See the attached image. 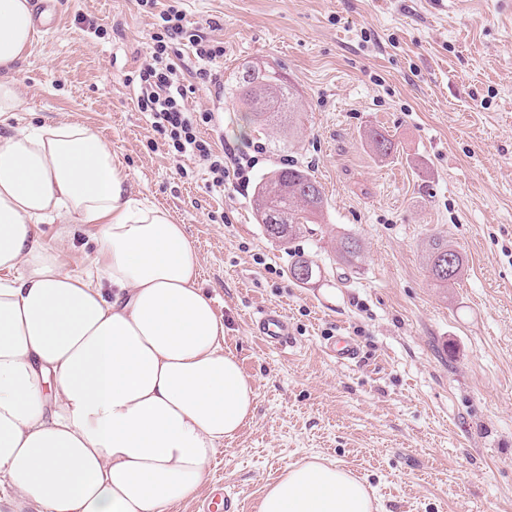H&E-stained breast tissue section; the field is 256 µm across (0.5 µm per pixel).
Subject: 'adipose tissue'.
Segmentation results:
<instances>
[{"instance_id": "obj_1", "label": "adipose tissue", "mask_w": 512, "mask_h": 512, "mask_svg": "<svg viewBox=\"0 0 512 512\" xmlns=\"http://www.w3.org/2000/svg\"><path fill=\"white\" fill-rule=\"evenodd\" d=\"M32 0H0V68L28 53ZM0 77V512H170L206 484L255 391L224 350L184 225L138 197L87 126L18 124ZM58 223L56 244L40 225ZM90 224L74 271L62 244ZM369 489L319 457L284 468L259 512H377ZM69 228L63 258L73 266H86L97 249L96 242L89 236L91 225L72 224Z\"/></svg>"}]
</instances>
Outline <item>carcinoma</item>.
<instances>
[{
  "mask_svg": "<svg viewBox=\"0 0 512 512\" xmlns=\"http://www.w3.org/2000/svg\"><path fill=\"white\" fill-rule=\"evenodd\" d=\"M231 86V105H243L249 122L258 132L296 129L301 117L299 97L281 74L258 64H244L233 73ZM369 140L372 152L380 158L395 150V143L383 132L371 131ZM252 198L257 223L285 249L305 225L321 223L327 209L320 183L309 168L298 164L284 163L272 168L254 186ZM361 252L360 240L352 235L343 236L336 250L339 263L349 269L357 267ZM304 265L311 269L307 278L296 274ZM427 265L435 285L446 288L448 282L463 274L465 259L447 240L436 237L428 244ZM290 275L295 282L307 285L320 277L321 270L314 261L296 254L290 262Z\"/></svg>",
  "mask_w": 512,
  "mask_h": 512,
  "instance_id": "obj_1",
  "label": "carcinoma"
}]
</instances>
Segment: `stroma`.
Listing matches in <instances>:
<instances>
[{"label": "stroma", "mask_w": 512, "mask_h": 512, "mask_svg": "<svg viewBox=\"0 0 512 512\" xmlns=\"http://www.w3.org/2000/svg\"><path fill=\"white\" fill-rule=\"evenodd\" d=\"M35 2L40 36L13 72L23 124H86L142 199L184 225L224 348L252 380L254 416L210 474L239 512H258L266 485L311 456L366 481L380 512H512V0H182L189 23L218 24L220 82L264 61L300 94L294 133L259 139L214 88L190 98L223 109L226 142L264 146L257 175L290 160L322 185L324 221L287 249L250 198L149 150L126 80L152 15L135 0ZM373 129L394 141L390 157L373 155ZM347 234L363 246L354 272L334 251ZM434 237L466 260L445 288L426 269ZM293 251L319 265L314 283L291 280ZM269 307L288 317L286 346L251 333ZM332 335L363 362L329 358Z\"/></svg>", "instance_id": "35a3bbf8"}]
</instances>
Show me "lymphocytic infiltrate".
I'll return each instance as SVG.
<instances>
[{"mask_svg": "<svg viewBox=\"0 0 512 512\" xmlns=\"http://www.w3.org/2000/svg\"><path fill=\"white\" fill-rule=\"evenodd\" d=\"M137 4L157 9L159 18L150 36L147 60L131 80L137 108L146 113L156 134L148 142L149 149L161 145L174 161L200 162L207 170L211 188L247 191L259 163L258 156L227 144L217 145L211 137L203 135V128H218V117L208 109L190 108L193 88L182 77L186 64L180 44H187L191 49L197 66L196 77L202 83L212 84L216 78L210 66L223 57V42L189 26L179 0H170L162 9L156 0H137Z\"/></svg>", "mask_w": 512, "mask_h": 512, "instance_id": "1", "label": "lymphocytic infiltrate"}]
</instances>
